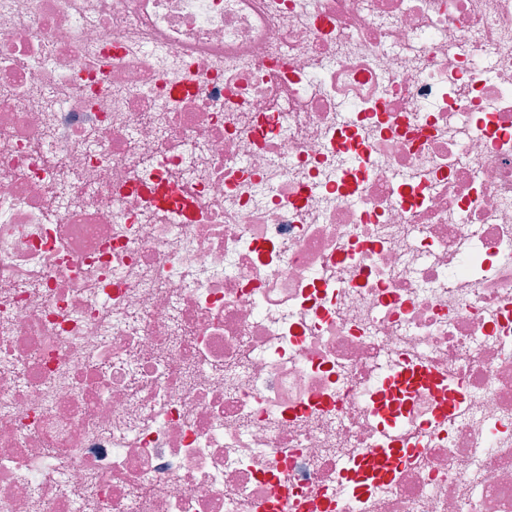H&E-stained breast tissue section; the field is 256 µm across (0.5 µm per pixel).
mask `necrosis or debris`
<instances>
[{
  "label": "necrosis or debris",
  "instance_id": "obj_1",
  "mask_svg": "<svg viewBox=\"0 0 512 512\" xmlns=\"http://www.w3.org/2000/svg\"><path fill=\"white\" fill-rule=\"evenodd\" d=\"M0 512H512V0H0Z\"/></svg>",
  "mask_w": 512,
  "mask_h": 512
}]
</instances>
